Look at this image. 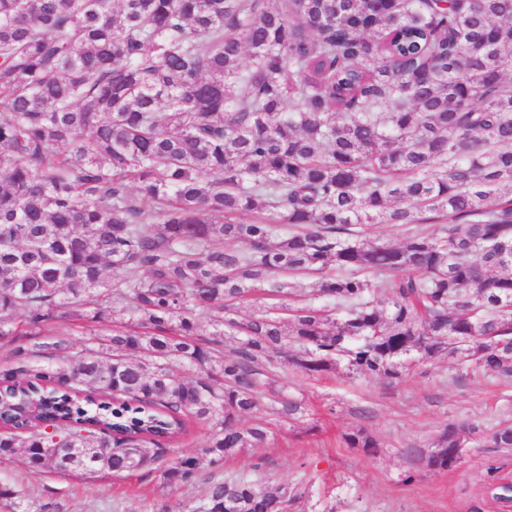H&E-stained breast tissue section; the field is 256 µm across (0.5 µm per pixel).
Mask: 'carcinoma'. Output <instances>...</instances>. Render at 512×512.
Instances as JSON below:
<instances>
[{"label":"carcinoma","instance_id":"1","mask_svg":"<svg viewBox=\"0 0 512 512\" xmlns=\"http://www.w3.org/2000/svg\"><path fill=\"white\" fill-rule=\"evenodd\" d=\"M372 224L419 228L393 246ZM301 273L340 316L290 306ZM259 290L288 321L234 317ZM108 299L128 320L71 367L63 339L13 349L0 457L130 474L195 421L215 464L265 447L266 423L238 420L278 369L315 378L341 356L399 379L415 352L471 350L511 377L512 0H0V343L20 312L39 329ZM465 430L430 469L457 466ZM489 442L511 449L512 426ZM200 465L177 456L163 481ZM289 502L240 474L186 512Z\"/></svg>","mask_w":512,"mask_h":512}]
</instances>
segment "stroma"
Wrapping results in <instances>:
<instances>
[{"mask_svg": "<svg viewBox=\"0 0 512 512\" xmlns=\"http://www.w3.org/2000/svg\"><path fill=\"white\" fill-rule=\"evenodd\" d=\"M279 375L301 414L283 416L273 392L259 395L241 423L267 420L266 446L219 464L203 461L195 479L180 487L162 486V464L201 456L208 425H193L179 441L164 444L158 461L124 477L33 474L20 456L2 457L0 487L21 489L34 512L45 505L52 512H181L209 480L245 471L262 485L297 490L288 512H496L482 494L487 468L512 474V449L491 447L486 436L512 424V378L466 374L445 356L418 362L399 380L355 376L343 365L317 378L294 368ZM452 423L476 427L462 435L465 461L452 471L429 470L432 442ZM360 429L377 439L375 454L344 444L343 434Z\"/></svg>", "mask_w": 512, "mask_h": 512, "instance_id": "35a3bbf8", "label": "stroma"}]
</instances>
